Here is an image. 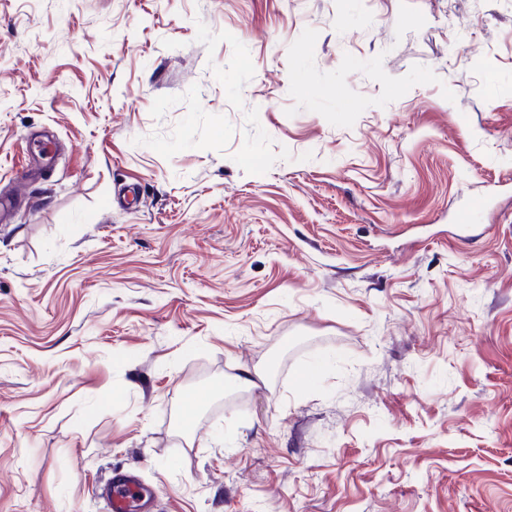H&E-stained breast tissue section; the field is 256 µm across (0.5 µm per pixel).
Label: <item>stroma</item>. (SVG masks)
Masks as SVG:
<instances>
[{
	"mask_svg": "<svg viewBox=\"0 0 512 512\" xmlns=\"http://www.w3.org/2000/svg\"><path fill=\"white\" fill-rule=\"evenodd\" d=\"M2 193L0 512H512V0H0ZM109 485L113 512H152L151 501L143 495V489L133 472H114Z\"/></svg>",
	"mask_w": 512,
	"mask_h": 512,
	"instance_id": "1",
	"label": "stroma"
}]
</instances>
